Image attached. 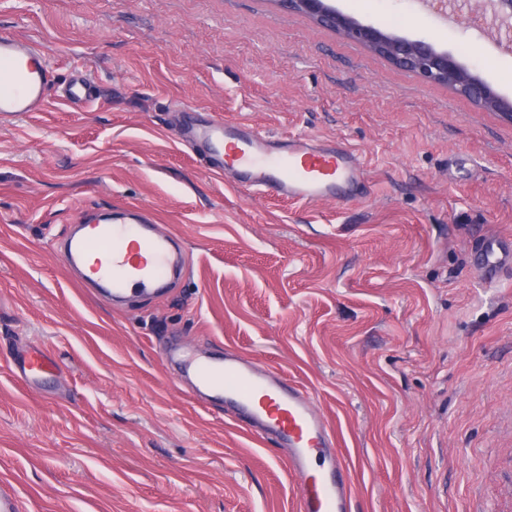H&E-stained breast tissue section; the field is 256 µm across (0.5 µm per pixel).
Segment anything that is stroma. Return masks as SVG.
<instances>
[{
    "label": "stroma",
    "mask_w": 512,
    "mask_h": 512,
    "mask_svg": "<svg viewBox=\"0 0 512 512\" xmlns=\"http://www.w3.org/2000/svg\"><path fill=\"white\" fill-rule=\"evenodd\" d=\"M426 39L512 98V50L479 10L333 0ZM40 43L45 111L0 124V479L23 512H298L285 449L222 399L186 393L179 347L242 351L304 386L354 476L352 512H512V122L424 82L280 0H0V32ZM100 96L64 103L75 66ZM340 139L357 200L295 204L214 173L193 121ZM137 206L181 275L113 304L61 246L81 213ZM54 367L24 390L11 365ZM505 263L512 265V241H504L500 238L486 239L476 258L481 275L486 280H492Z\"/></svg>",
    "instance_id": "obj_1"
}]
</instances>
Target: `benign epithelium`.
I'll return each instance as SVG.
<instances>
[{
  "instance_id": "7a95c632",
  "label": "benign epithelium",
  "mask_w": 512,
  "mask_h": 512,
  "mask_svg": "<svg viewBox=\"0 0 512 512\" xmlns=\"http://www.w3.org/2000/svg\"><path fill=\"white\" fill-rule=\"evenodd\" d=\"M289 9L312 18L318 24L337 30L383 54L393 64L416 73L423 81L445 84L476 106L494 110L512 122V99L500 95L489 83L466 69L448 51H439L423 40H410L362 24L330 5V0H280ZM493 23L512 32V0H488Z\"/></svg>"
}]
</instances>
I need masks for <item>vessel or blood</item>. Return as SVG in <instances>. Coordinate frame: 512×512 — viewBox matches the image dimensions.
I'll use <instances>...</instances> for the list:
<instances>
[{"label":"vessel or blood","mask_w":512,"mask_h":512,"mask_svg":"<svg viewBox=\"0 0 512 512\" xmlns=\"http://www.w3.org/2000/svg\"><path fill=\"white\" fill-rule=\"evenodd\" d=\"M53 70L41 47L13 34H0V122L43 111ZM94 78L77 69L65 90L71 104L94 102ZM190 140L221 149L225 169L240 182L268 196L300 204L332 201L353 193L367 168L350 146L309 135L266 136L252 125L219 119L193 128ZM69 266L88 268L89 278L107 297L129 294L132 287L155 292L164 287L180 257L151 220L121 219L117 224H88L70 238L64 255ZM512 265V241L486 239L476 258L481 275L494 279L503 264ZM185 366L199 392L223 395L231 415L249 416L254 433L288 450V468L302 484L300 512H349L351 470L338 440L310 394L283 374L234 356L215 363L190 357ZM51 368L43 353L14 362L18 382L30 387Z\"/></svg>","instance_id":"1"}]
</instances>
